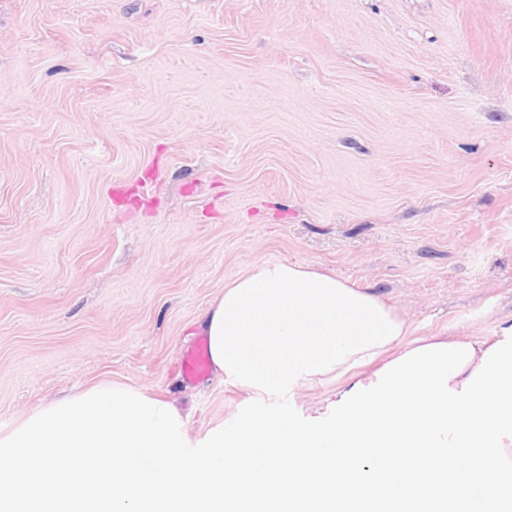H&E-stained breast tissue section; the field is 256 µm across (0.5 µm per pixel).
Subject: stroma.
Instances as JSON below:
<instances>
[{"mask_svg": "<svg viewBox=\"0 0 512 512\" xmlns=\"http://www.w3.org/2000/svg\"><path fill=\"white\" fill-rule=\"evenodd\" d=\"M410 339L512 330V0H0V431L118 382L190 439L269 396L179 372L265 261Z\"/></svg>", "mask_w": 512, "mask_h": 512, "instance_id": "obj_1", "label": "stroma"}]
</instances>
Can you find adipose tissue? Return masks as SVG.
<instances>
[{
  "mask_svg": "<svg viewBox=\"0 0 512 512\" xmlns=\"http://www.w3.org/2000/svg\"><path fill=\"white\" fill-rule=\"evenodd\" d=\"M214 372L269 395L342 381L329 423L286 417L190 446L169 403L101 383L0 432V512H430L512 492V337L407 340L368 288L288 261L226 284L202 324ZM265 445H257L256 434Z\"/></svg>",
  "mask_w": 512,
  "mask_h": 512,
  "instance_id": "1",
  "label": "adipose tissue"
}]
</instances>
